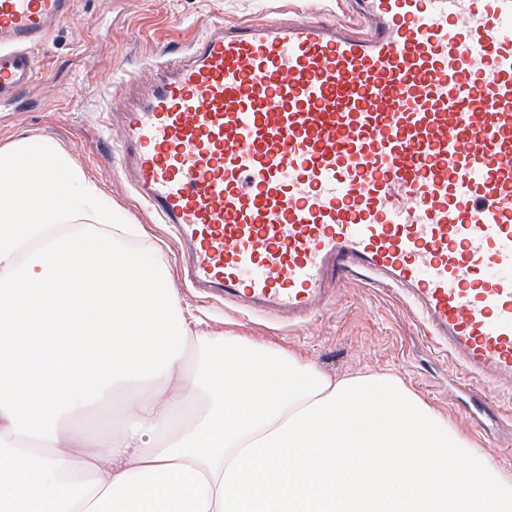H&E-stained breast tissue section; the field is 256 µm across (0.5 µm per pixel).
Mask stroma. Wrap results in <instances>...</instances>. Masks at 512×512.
<instances>
[{"label":"stroma","mask_w":512,"mask_h":512,"mask_svg":"<svg viewBox=\"0 0 512 512\" xmlns=\"http://www.w3.org/2000/svg\"><path fill=\"white\" fill-rule=\"evenodd\" d=\"M37 53L41 79L16 103L0 107V148L39 137L63 149L98 185L104 199L138 225L134 246L165 267L185 313L204 336L230 331L290 349L337 376L391 370L490 461L512 469V388L474 394L447 358L422 339L396 293L355 277L305 323L290 325L239 315L183 288L174 239L135 199L106 160L104 122L117 75H146L157 51L187 48L207 24H263L281 0H77Z\"/></svg>","instance_id":"obj_1"}]
</instances>
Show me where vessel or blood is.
<instances>
[{
    "label": "vessel or blood",
    "mask_w": 512,
    "mask_h": 512,
    "mask_svg": "<svg viewBox=\"0 0 512 512\" xmlns=\"http://www.w3.org/2000/svg\"><path fill=\"white\" fill-rule=\"evenodd\" d=\"M75 0H0V104ZM364 23L214 24L114 82L120 171L220 304L305 322L397 289L473 389L512 384V0H354Z\"/></svg>",
    "instance_id": "b4317fda"
}]
</instances>
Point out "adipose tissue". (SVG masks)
<instances>
[{
  "label": "adipose tissue",
  "instance_id": "obj_1",
  "mask_svg": "<svg viewBox=\"0 0 512 512\" xmlns=\"http://www.w3.org/2000/svg\"><path fill=\"white\" fill-rule=\"evenodd\" d=\"M132 232L56 144L0 149V512H512L398 375L193 337ZM113 401L118 433L72 431Z\"/></svg>",
  "mask_w": 512,
  "mask_h": 512
}]
</instances>
